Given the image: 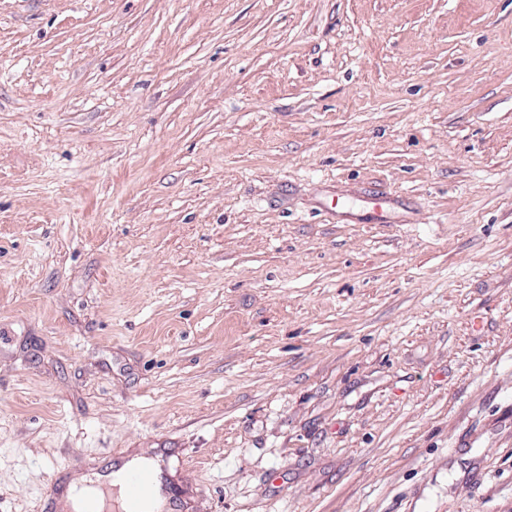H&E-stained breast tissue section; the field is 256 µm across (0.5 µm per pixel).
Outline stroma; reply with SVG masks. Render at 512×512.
Segmentation results:
<instances>
[{"label": "stroma", "mask_w": 512, "mask_h": 512, "mask_svg": "<svg viewBox=\"0 0 512 512\" xmlns=\"http://www.w3.org/2000/svg\"><path fill=\"white\" fill-rule=\"evenodd\" d=\"M130 448L512 512V0H0V512Z\"/></svg>", "instance_id": "stroma-1"}]
</instances>
